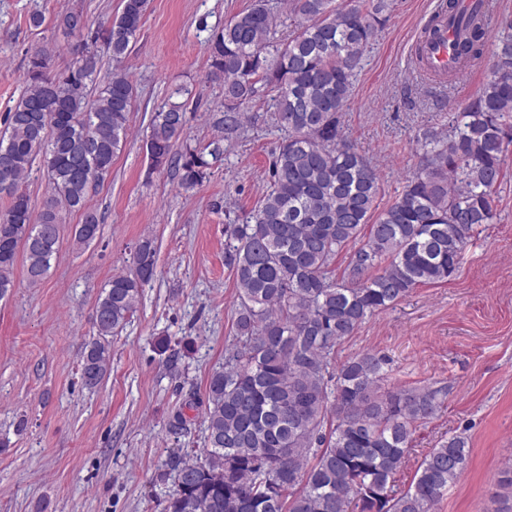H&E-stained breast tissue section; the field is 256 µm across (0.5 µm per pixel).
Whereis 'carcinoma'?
Returning <instances> with one entry per match:
<instances>
[{
	"mask_svg": "<svg viewBox=\"0 0 512 512\" xmlns=\"http://www.w3.org/2000/svg\"><path fill=\"white\" fill-rule=\"evenodd\" d=\"M254 0L224 23L209 44V77L224 90V138L241 128L249 103L269 98L283 138L257 207L228 222L224 260L235 283L236 342L210 376L204 448L169 458L174 489L167 512H430L464 474L470 457L459 434L432 448L412 484L394 489L418 424L441 408L439 391L384 387L387 360L363 352L336 364V347L375 313L414 288L448 280L475 230L493 223L494 195L512 143V19L493 51L478 97L452 115L448 136L418 140V164L401 194L373 216L380 194L376 167L348 139L341 117L360 61L388 21L391 0ZM465 12L448 0L458 64L481 59L490 0ZM149 0H121L108 26L95 28L83 8L58 26L77 36L68 67L49 73V57H30L26 88L5 115L0 138V297L14 287L17 263L40 283L58 251L61 209L79 212L76 242L94 241L101 217L88 196L112 169L129 128L135 88L121 67L143 25ZM290 31L289 35L280 29ZM113 68L97 84V58ZM189 96L175 89L154 113L145 148L151 170L174 168L180 185L203 182L224 153L189 144L173 151L186 125ZM41 162L50 194L39 214L22 190ZM348 255L344 281L332 263ZM157 250L145 238L132 269L104 285L93 313L97 338L82 353L88 389L107 375L111 338L136 312L155 275ZM288 481L279 483L282 469Z\"/></svg>",
	"mask_w": 512,
	"mask_h": 512,
	"instance_id": "cac0c4a2",
	"label": "carcinoma"
}]
</instances>
